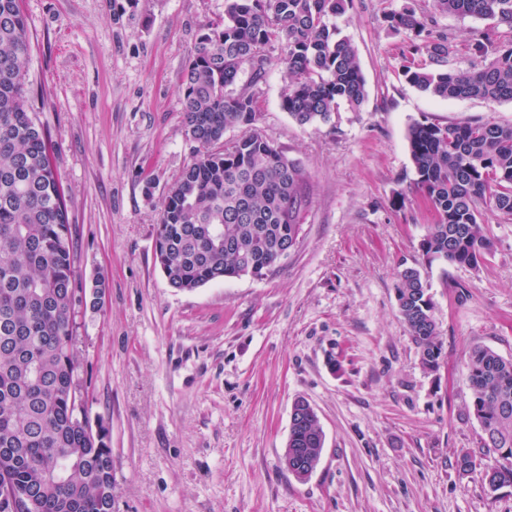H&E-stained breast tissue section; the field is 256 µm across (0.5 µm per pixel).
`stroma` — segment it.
<instances>
[{
    "label": "stroma",
    "instance_id": "1",
    "mask_svg": "<svg viewBox=\"0 0 512 512\" xmlns=\"http://www.w3.org/2000/svg\"><path fill=\"white\" fill-rule=\"evenodd\" d=\"M407 5L447 34V68L481 66L474 31L512 41L511 26L433 0H352L336 25L367 97L305 126L281 107L285 69L271 50L256 130L311 175L300 242L263 278L187 292L169 286L153 246L163 198L196 155L181 75L224 0H21L86 291L78 375L91 424L109 430L112 512H512V487L482 479L465 381L474 345L512 357V220L482 208L494 245L479 269L427 260L435 215L414 189L407 141L417 122L511 124L512 102L446 101L408 84L411 39L386 20ZM404 264L435 303L434 372L398 314ZM300 397L325 435L305 481L283 464ZM466 451L477 467L462 475Z\"/></svg>",
    "mask_w": 512,
    "mask_h": 512
}]
</instances>
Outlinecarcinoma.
Returning a JSON list of instances; mask_svg holds the SVG:
<instances>
[{
  "label": "carcinoma",
  "instance_id": "1",
  "mask_svg": "<svg viewBox=\"0 0 512 512\" xmlns=\"http://www.w3.org/2000/svg\"><path fill=\"white\" fill-rule=\"evenodd\" d=\"M350 0H225L224 22L201 34L181 80L185 134L195 159L169 187L157 224L154 261L170 287L261 278L297 245L310 210L308 175L254 126L251 85L280 47L288 81L281 107L300 125L327 124L342 103L367 91L357 53L331 19ZM439 12L512 26V0H434ZM412 34L410 53L436 67L404 66L406 81L440 99L512 102V42L475 34L479 68L444 69L448 37L433 35L411 7L387 17ZM31 31L21 0H0V512H112V448L76 409L87 382L77 378L76 288L72 228L47 130L36 119ZM250 83L236 88L244 67ZM241 135L224 141V131ZM415 186L433 208L420 247L430 260L477 269L493 247L480 207L512 217V124L415 123L408 131ZM399 314L428 371L440 367L435 304L418 269L397 274ZM469 411L483 447L488 486L512 485V357L476 345L466 362ZM318 416L290 428L288 448L321 458Z\"/></svg>",
  "mask_w": 512,
  "mask_h": 512
}]
</instances>
